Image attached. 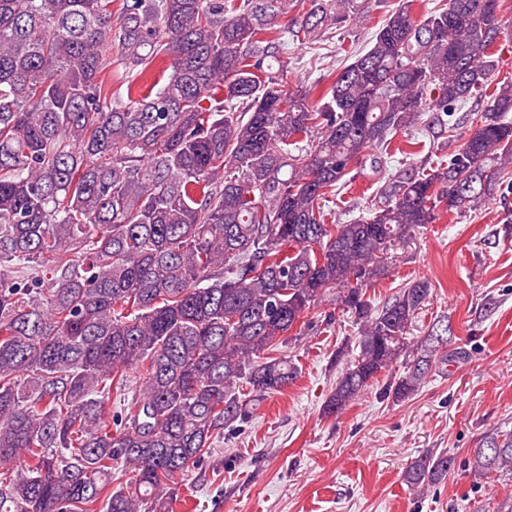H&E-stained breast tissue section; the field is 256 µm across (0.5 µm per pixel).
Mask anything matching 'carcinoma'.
Wrapping results in <instances>:
<instances>
[{"label": "carcinoma", "mask_w": 512, "mask_h": 512, "mask_svg": "<svg viewBox=\"0 0 512 512\" xmlns=\"http://www.w3.org/2000/svg\"><path fill=\"white\" fill-rule=\"evenodd\" d=\"M113 2L0 0V512H169V483L296 381L275 351L327 288L360 330L324 413L380 381L412 397L461 352L439 320L407 341L428 281L378 307L362 284L512 162L510 82L448 160L388 173L369 217L324 209L348 175L383 172L391 134L426 112L444 134L486 89L500 0L422 16L397 0L329 85L295 88L283 35L320 41L357 0ZM114 48L124 98L105 80ZM455 466L430 452L404 480L421 493ZM468 469L512 476V433L485 435Z\"/></svg>", "instance_id": "obj_1"}]
</instances>
